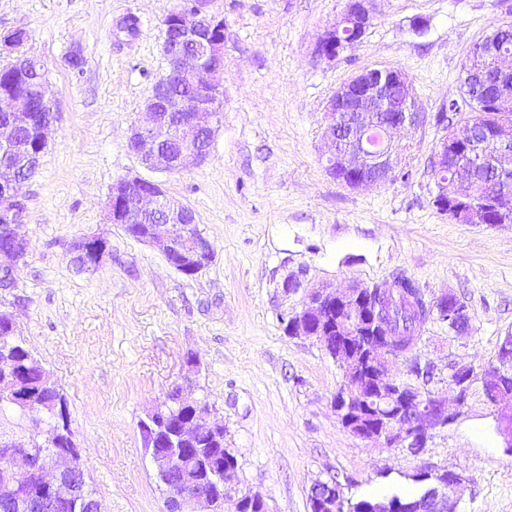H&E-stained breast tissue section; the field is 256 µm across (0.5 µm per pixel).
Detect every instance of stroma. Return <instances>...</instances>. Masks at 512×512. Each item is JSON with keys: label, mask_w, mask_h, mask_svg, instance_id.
<instances>
[{"label": "stroma", "mask_w": 512, "mask_h": 512, "mask_svg": "<svg viewBox=\"0 0 512 512\" xmlns=\"http://www.w3.org/2000/svg\"><path fill=\"white\" fill-rule=\"evenodd\" d=\"M180 0H0V33L25 29L41 59L56 121L20 194L29 255L0 288V313L65 399L86 482L104 512H165L139 424L183 378L195 380L224 424L241 487L270 512H309L316 480L336 478L352 500L419 488L421 467L464 481L455 512H512V451L496 420L512 404L472 402L434 431L420 456L374 448L338 422L342 381L318 345L286 336L282 279L305 270L310 286L346 288L415 278L427 298L454 294L468 331L427 325L411 357L390 372L415 383L411 360L448 366L495 360L512 336V224H459L432 204L433 124L397 132L409 181L351 189L327 171L324 111L336 89L365 69L408 74L427 114L461 95L472 45L508 21L503 0H373L364 36L332 61L315 43L347 0H214L224 19L223 119L209 157L180 173L146 169L128 148L145 98L168 71L162 20ZM136 16L135 37L120 32ZM78 52L80 67L67 58ZM159 183L195 213L215 248L189 278L154 247L106 221L114 182ZM100 234L108 252L76 272L68 244Z\"/></svg>", "instance_id": "stroma-1"}]
</instances>
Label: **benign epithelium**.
<instances>
[{
	"label": "benign epithelium",
	"instance_id": "1",
	"mask_svg": "<svg viewBox=\"0 0 512 512\" xmlns=\"http://www.w3.org/2000/svg\"><path fill=\"white\" fill-rule=\"evenodd\" d=\"M372 0H348L346 9L336 23L319 37L315 53L334 60L352 47L339 31L344 26L364 30L371 20ZM213 0H181L162 20L166 56L170 76H177L192 88L189 101L166 96L165 86L155 84L144 102L146 120L131 126L129 149L148 169L178 173L187 171L210 154L215 132L221 124L217 98L221 92L224 69V33L217 26L219 14L212 9ZM28 38L25 31L16 30L0 37V55L12 58L11 65L19 73L29 70L32 57L22 51ZM191 45L201 52L187 53ZM401 90L398 96L390 86ZM376 112H397L391 123H379ZM425 109L412 94L405 72L399 69H365L342 84L328 101L324 119L334 143V153L328 158V170L338 165L358 171L357 179L349 184L359 187L378 186L396 177L402 160L390 147L393 132L405 127L424 124ZM53 120L43 119L33 111L32 100L26 93H0V145L13 147L27 154L32 167H37L44 153ZM26 130L35 135V145L29 147L17 140ZM29 179L10 170L0 171V257L11 264L0 265V286L7 288L13 280L12 266L25 261L30 242L21 234L23 218L11 207L17 200L18 186ZM107 221L110 224L144 225L142 242L155 248L178 272L185 269L199 274L213 261L215 251L210 240L196 225L195 213L182 202L170 198L161 185L138 176L124 177L112 184L107 198ZM479 208L457 207L450 218L460 224H471ZM283 296L301 294L291 308L280 314V323L289 337H305L315 341L333 358L343 356L339 349L327 346L322 322L330 311L340 312L337 331L354 340L368 333L377 321L376 311L364 308L363 286L353 284L340 290L308 289L304 276L287 275L279 283ZM434 308L461 329L460 321L468 317L462 307L448 309V293L433 300ZM378 343L368 348L353 369H342V381L332 405L341 425L353 437L374 447L403 448L413 456L427 447L433 431L443 428L468 408L470 401L481 397L484 404L495 407L503 401L512 402V336L501 343L503 359L497 365L475 368L471 364L454 362L448 365V389L454 395L456 414L448 413V403L438 392L423 393L403 386L388 370L389 363L410 353L417 344L412 338L401 350L390 348L392 337L379 336ZM177 383L176 401L190 406L196 414L192 422L166 431L167 420L157 409L150 416L146 429L151 434L152 464L159 471L178 472L177 484L165 487L167 512H217L219 503L230 499L233 512H242V497L215 485L206 491L200 488L202 477L212 464L188 448L167 447L183 440L196 429L210 428L212 408L199 399L184 396V385ZM65 425H55L45 443L32 439L26 444L0 445V493L16 506V512H29L33 502L52 512H102L101 502L85 492V477L80 457L74 448H57L55 444ZM423 489L424 501L431 512H451V495L463 477L452 469H443L427 476ZM343 491L333 481L316 482L309 494L313 512H335Z\"/></svg>",
	"mask_w": 512,
	"mask_h": 512
}]
</instances>
